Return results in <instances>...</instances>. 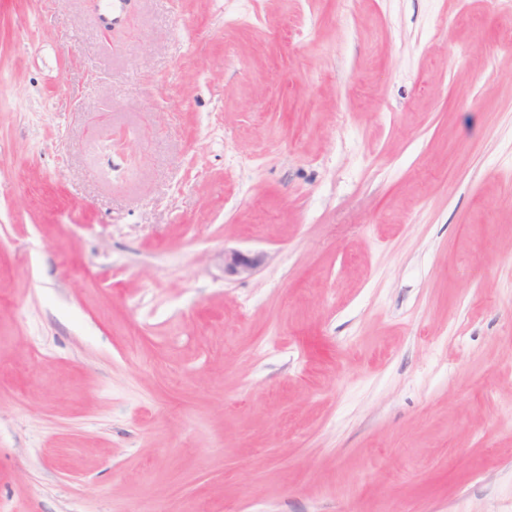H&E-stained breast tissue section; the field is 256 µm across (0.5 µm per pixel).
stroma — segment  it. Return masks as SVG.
<instances>
[{
  "label": "stroma",
  "instance_id": "stroma-1",
  "mask_svg": "<svg viewBox=\"0 0 512 512\" xmlns=\"http://www.w3.org/2000/svg\"><path fill=\"white\" fill-rule=\"evenodd\" d=\"M0 512H512V8L0 0ZM263 256L259 253H244L236 249L224 250V274L248 277L261 265Z\"/></svg>",
  "mask_w": 512,
  "mask_h": 512
}]
</instances>
